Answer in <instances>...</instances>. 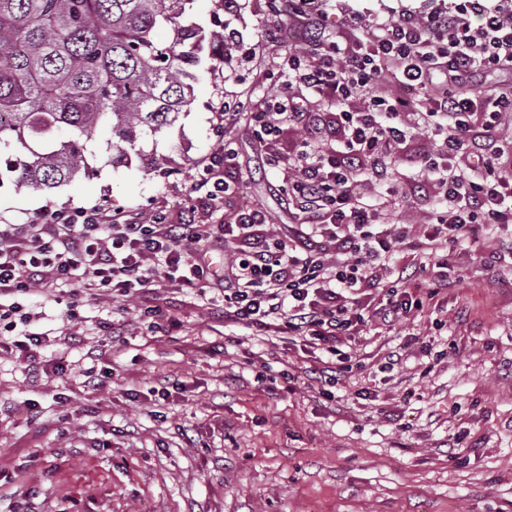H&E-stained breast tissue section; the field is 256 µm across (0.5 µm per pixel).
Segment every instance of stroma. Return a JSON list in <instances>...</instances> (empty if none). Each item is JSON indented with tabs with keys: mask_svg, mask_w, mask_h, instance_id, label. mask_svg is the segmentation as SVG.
I'll return each instance as SVG.
<instances>
[{
	"mask_svg": "<svg viewBox=\"0 0 512 512\" xmlns=\"http://www.w3.org/2000/svg\"><path fill=\"white\" fill-rule=\"evenodd\" d=\"M460 0H320L327 33L358 31L413 11L445 13ZM214 36L190 104L145 154L115 168L109 132L88 142L93 167L57 189L18 187L0 174V224L49 208L97 204L148 224H231L261 207L262 236L287 238L294 219L268 155L288 139L257 141L240 102L269 98L288 75V26L272 0H194L186 17ZM236 143V191L207 204L199 174L225 139ZM497 243L449 242L454 269L433 299L395 325L373 320L351 358L315 352L296 337L232 344L246 330L226 321L215 290L157 287L131 299L83 301L82 342L53 341L57 289L26 300L43 354L67 369L59 386L0 355V512H512V283L484 268ZM177 328H170L169 320ZM123 326L99 348L104 322ZM154 338H145L149 323ZM418 336L408 343V333ZM402 348L398 367L387 355ZM95 367L102 388L82 385ZM162 389L154 415L142 395ZM71 414L66 433L55 420Z\"/></svg>",
	"mask_w": 512,
	"mask_h": 512,
	"instance_id": "obj_1",
	"label": "stroma"
}]
</instances>
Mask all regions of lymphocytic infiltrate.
Instances as JSON below:
<instances>
[{
  "mask_svg": "<svg viewBox=\"0 0 512 512\" xmlns=\"http://www.w3.org/2000/svg\"><path fill=\"white\" fill-rule=\"evenodd\" d=\"M312 0H283L289 16L309 22V44L290 47L288 79L264 109L252 113L265 140L299 133L293 157L278 161L283 189L299 223L287 240L252 238L263 211L245 206L233 224L122 222L99 207H61L24 224H0V352L23 369L58 375L41 354L42 334L22 301L53 286L70 287L61 310V342L74 340L82 297L130 298L164 283L210 286L204 258L230 238L249 243L225 261L228 321L265 336H298L311 348L339 354L370 317L394 324L420 307L411 287L396 288L381 269L396 248L413 251L420 272L448 266V240L482 225L512 256V93L483 92L479 74L512 72V0H462L457 11L424 19L407 13L347 40L326 36ZM416 92L434 146L423 152L407 123ZM331 104L308 111L304 92ZM362 109H352L354 100ZM232 141L212 154L199 185L210 200L232 194L225 173ZM416 168L412 184L434 191L435 217L412 229L400 223L392 186L401 165ZM385 292V307L366 316L365 292ZM12 340H4V333Z\"/></svg>",
  "mask_w": 512,
  "mask_h": 512,
  "instance_id": "f902f5d3",
  "label": "lymphocytic infiltrate"
}]
</instances>
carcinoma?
Listing matches in <instances>:
<instances>
[{
    "instance_id": "obj_1",
    "label": "carcinoma",
    "mask_w": 512,
    "mask_h": 512,
    "mask_svg": "<svg viewBox=\"0 0 512 512\" xmlns=\"http://www.w3.org/2000/svg\"><path fill=\"white\" fill-rule=\"evenodd\" d=\"M193 0H0V154L20 187L55 189L86 171L109 128L110 162L172 128L190 103L206 35ZM167 26L172 39L156 40ZM69 127L73 136L57 131Z\"/></svg>"
}]
</instances>
